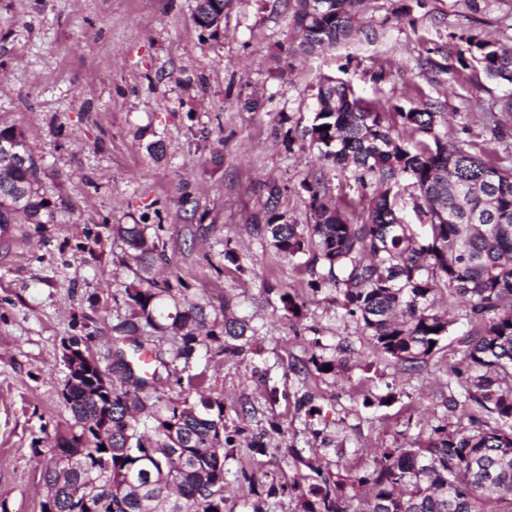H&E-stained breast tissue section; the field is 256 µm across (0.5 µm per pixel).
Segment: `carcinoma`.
I'll return each mask as SVG.
<instances>
[{
  "instance_id": "1",
  "label": "carcinoma",
  "mask_w": 512,
  "mask_h": 512,
  "mask_svg": "<svg viewBox=\"0 0 512 512\" xmlns=\"http://www.w3.org/2000/svg\"><path fill=\"white\" fill-rule=\"evenodd\" d=\"M365 0H293L297 42L290 54L312 55L359 30ZM224 0H196L195 14L220 28ZM459 68L482 71L512 87V50L473 34H450ZM315 113L306 131L320 158L346 163L360 184L377 179L366 216L347 219L327 200L322 177L303 182L315 223L303 230L276 212L279 190L267 187L271 216L264 232L275 251L292 258L314 250L342 305L357 318L380 353L411 367L427 361L447 336L451 321L436 308L443 289L469 306L473 331L465 346L464 393L448 409L471 406L469 425L434 430L407 448H384L371 473L351 486L368 487L355 512H512V144L506 122L490 113L486 131L503 155L485 158L436 131L440 113L419 102L399 113L418 135L410 142L383 124L380 106L356 95L339 77L320 80ZM42 167L32 153L0 158V236L14 224H49L54 205L41 193ZM411 190L425 223L407 222L397 208L400 189ZM146 224H114L112 237L128 247L139 284L126 289L128 314L114 330L127 348L113 352L112 399L97 392L96 373L65 387L73 425L51 449L42 512H224V445L234 442L224 424V404L204 395L147 404L146 387L168 368L162 350L147 347L151 332L170 342L184 363L188 392L202 384L190 362L207 342L241 355L257 331L243 318H211L203 307L177 297L155 273L165 253ZM302 512H349L328 480L304 490Z\"/></svg>"
}]
</instances>
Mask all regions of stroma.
Returning <instances> with one entry per match:
<instances>
[{
    "instance_id": "obj_1",
    "label": "stroma",
    "mask_w": 512,
    "mask_h": 512,
    "mask_svg": "<svg viewBox=\"0 0 512 512\" xmlns=\"http://www.w3.org/2000/svg\"><path fill=\"white\" fill-rule=\"evenodd\" d=\"M194 0H0V126L25 130L56 205L53 223L19 225L0 239V512H41L44 472L56 437L72 423L63 397V353L81 339L103 371L112 368L114 326L126 314L134 268L116 224L161 225L173 287L220 312L232 301L257 329L240 356L199 355L207 394L224 421L246 428L224 460L231 485L224 512H301L280 485L309 465L331 476L371 469L382 448H405L449 412L448 372L469 324L461 299L439 294L455 322L426 364L410 369L378 352L338 305L331 284L309 286L312 253L278 255L266 223L267 184L289 223L311 221L302 181L323 175L350 221L367 212L371 189L326 164L306 130L319 79L340 73L355 92L398 109L434 103L439 133L496 157L485 110L503 87L483 74L449 80V32L503 44L502 9L474 14L462 0H366L361 32L310 56H291L292 0H225L218 32L197 26ZM433 50L435 67L419 65ZM238 260L228 262L225 250ZM292 295L301 315L281 301ZM346 359L332 373L315 361ZM312 394L319 412L298 401ZM263 434L264 447L248 437ZM252 484L234 486L240 470Z\"/></svg>"
}]
</instances>
